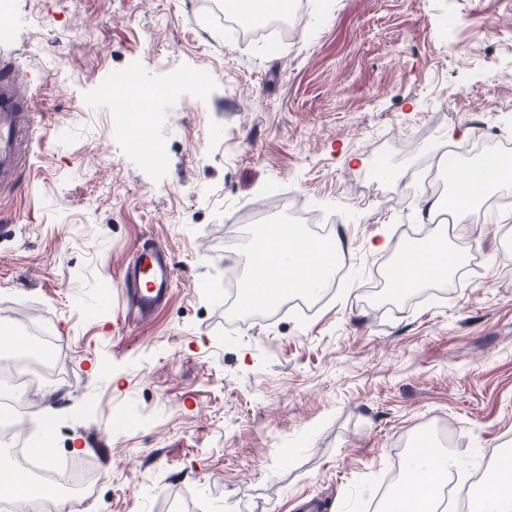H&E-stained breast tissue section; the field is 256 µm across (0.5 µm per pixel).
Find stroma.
Wrapping results in <instances>:
<instances>
[{
  "label": "stroma",
  "instance_id": "stroma-1",
  "mask_svg": "<svg viewBox=\"0 0 512 512\" xmlns=\"http://www.w3.org/2000/svg\"><path fill=\"white\" fill-rule=\"evenodd\" d=\"M303 31L269 50L224 31V0H13L0 52L28 72L42 121L0 187V321L43 327L66 375L40 402L53 458L87 464L95 501L59 512H379L396 456L462 438L489 470L512 444V231L453 228L461 277L386 306L373 250L435 229L416 172L468 139L512 138V0H307ZM136 67L168 88L158 164L113 120ZM196 69L207 87L176 86ZM337 215L340 277L309 313L232 326L226 259L244 266L253 208L281 194ZM169 251L154 319L127 317L135 249Z\"/></svg>",
  "mask_w": 512,
  "mask_h": 512
}]
</instances>
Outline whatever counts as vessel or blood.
<instances>
[{
  "instance_id": "b4317fda",
  "label": "vessel or blood",
  "mask_w": 512,
  "mask_h": 512,
  "mask_svg": "<svg viewBox=\"0 0 512 512\" xmlns=\"http://www.w3.org/2000/svg\"><path fill=\"white\" fill-rule=\"evenodd\" d=\"M37 119L30 84L16 62L0 57V183L8 182L30 142ZM176 274L170 252L156 246L137 248L122 283L131 317L150 318L168 300Z\"/></svg>"
}]
</instances>
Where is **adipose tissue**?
<instances>
[{
  "label": "adipose tissue",
  "mask_w": 512,
  "mask_h": 512,
  "mask_svg": "<svg viewBox=\"0 0 512 512\" xmlns=\"http://www.w3.org/2000/svg\"><path fill=\"white\" fill-rule=\"evenodd\" d=\"M453 183L445 196H433L427 201L428 216L441 213L454 223H466L474 216L481 200L512 185V157L484 156L473 163L455 156L448 163ZM296 225L284 223L260 224L255 230V245L248 259L246 299L281 300L287 288L308 292L321 287L336 269V256L342 249L341 240L308 248L297 244ZM381 249L392 250L396 257L393 284L398 289L417 288L431 280H445L461 269V255L448 237L447 226H440L430 239L408 246L405 242L382 241ZM296 269L298 278L293 286H285L279 273ZM452 453L415 451L409 457L401 481L392 491L384 512H407L410 493H417L416 512H429L427 502L448 482V465Z\"/></svg>",
  "instance_id": "ef3b65f1"
}]
</instances>
